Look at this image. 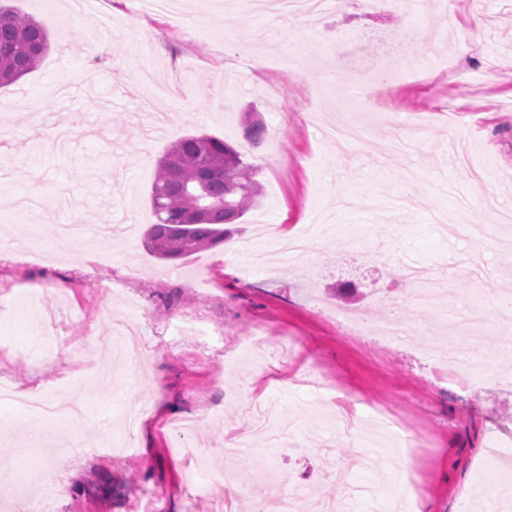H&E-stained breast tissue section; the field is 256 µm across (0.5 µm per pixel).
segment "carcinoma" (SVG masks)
<instances>
[{
  "label": "carcinoma",
  "instance_id": "cac0c4a2",
  "mask_svg": "<svg viewBox=\"0 0 512 512\" xmlns=\"http://www.w3.org/2000/svg\"><path fill=\"white\" fill-rule=\"evenodd\" d=\"M49 47L46 30L10 6L0 5V87L36 69ZM256 168L224 140L186 135L168 146L157 165L150 201L156 223L144 246L161 260L180 259L224 242L260 195ZM224 202L194 220L204 205Z\"/></svg>",
  "mask_w": 512,
  "mask_h": 512
}]
</instances>
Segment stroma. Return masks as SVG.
I'll list each match as a JSON object with an SVG mask.
<instances>
[{
  "label": "stroma",
  "mask_w": 512,
  "mask_h": 512,
  "mask_svg": "<svg viewBox=\"0 0 512 512\" xmlns=\"http://www.w3.org/2000/svg\"><path fill=\"white\" fill-rule=\"evenodd\" d=\"M0 3L50 39L35 70L0 88L8 241L35 232L52 243L72 225L110 257L75 246L38 264L0 260V377L21 390L88 389L75 423L0 402V458L55 476L18 486L21 500L51 498L53 512H217L195 484L200 468L234 492L230 512H262L272 482L344 512H392L389 492L406 489L411 512H494L489 490L512 492V476L482 462L496 435L512 434V392L499 385L512 376V233L499 228L512 214V0H424L414 14L333 0L319 19L278 22L242 0H175L170 14L143 0ZM399 32L414 38L418 75L382 94L377 65ZM253 118L267 128L256 146L244 136ZM192 133L257 167L259 203L231 242L265 250V225L285 235L312 224L310 255L255 269L223 244L171 261L145 249L157 163ZM33 183L41 200L19 208ZM465 205L492 239L448 238ZM409 266L441 275L448 320L461 323L475 300L483 332L510 341L489 361L468 346L484 365L468 386L418 351L439 318L411 305ZM33 281L43 287L29 302ZM339 308L367 317L359 337L335 323ZM135 314L145 351L99 342ZM405 315L411 335L386 343L378 325ZM49 317L65 327L55 361L39 353ZM202 332L222 334V358L198 356ZM310 370L327 394L354 399L351 428H332L326 404L289 389L290 374ZM142 403L133 451L111 448L124 409ZM381 403L421 433L414 452L383 431ZM185 421L194 427L179 433Z\"/></svg>",
  "instance_id": "35a3bbf8"
}]
</instances>
